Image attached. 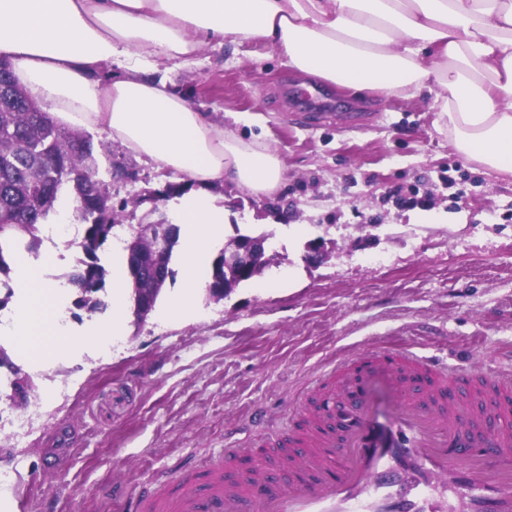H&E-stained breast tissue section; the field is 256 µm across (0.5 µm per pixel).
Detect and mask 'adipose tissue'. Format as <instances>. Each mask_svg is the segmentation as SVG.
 <instances>
[{"label":"adipose tissue","instance_id":"obj_1","mask_svg":"<svg viewBox=\"0 0 512 512\" xmlns=\"http://www.w3.org/2000/svg\"><path fill=\"white\" fill-rule=\"evenodd\" d=\"M274 50L289 69L359 92L427 98L436 131L468 161L512 174V0H0V59L47 118L106 132L129 154L175 171L183 226V286L169 313H195L207 248L224 235L213 192L230 182L278 190L275 149L218 129L160 70L191 64L210 41ZM122 68L109 82L96 73ZM112 318L79 338L57 324V293L27 270L12 332L29 358L47 360L123 335L127 255L112 256Z\"/></svg>","mask_w":512,"mask_h":512}]
</instances>
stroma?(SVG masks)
I'll return each instance as SVG.
<instances>
[{
    "label": "stroma",
    "instance_id": "35a3bbf8",
    "mask_svg": "<svg viewBox=\"0 0 512 512\" xmlns=\"http://www.w3.org/2000/svg\"><path fill=\"white\" fill-rule=\"evenodd\" d=\"M169 78L217 128L277 150L278 193L215 189L225 237L266 235L274 261L221 302L199 298L188 320L164 317L174 278L106 356L76 346L37 364L0 334L16 365L0 369V474L8 492L28 491L0 512H114L115 492L217 457L254 408L280 425L322 372L368 345L512 374V175L465 160L435 131L429 100L333 85L256 46L207 45ZM353 112L368 118L349 122ZM92 141L119 223L175 222L160 195L173 173L107 134ZM40 238L15 256L0 315L19 304L29 264L58 290L70 336L106 323V308L73 315L78 237Z\"/></svg>",
    "mask_w": 512,
    "mask_h": 512
}]
</instances>
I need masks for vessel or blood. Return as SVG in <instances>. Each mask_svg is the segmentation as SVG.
Returning a JSON list of instances; mask_svg holds the SVG:
<instances>
[{"label": "vessel or blood", "instance_id": "b4317fda", "mask_svg": "<svg viewBox=\"0 0 512 512\" xmlns=\"http://www.w3.org/2000/svg\"><path fill=\"white\" fill-rule=\"evenodd\" d=\"M388 374L377 416L367 372ZM356 410L336 431L326 388ZM249 460L228 448L209 465L127 497V512H512V376L450 368L398 345L357 352L324 373Z\"/></svg>", "mask_w": 512, "mask_h": 512}]
</instances>
